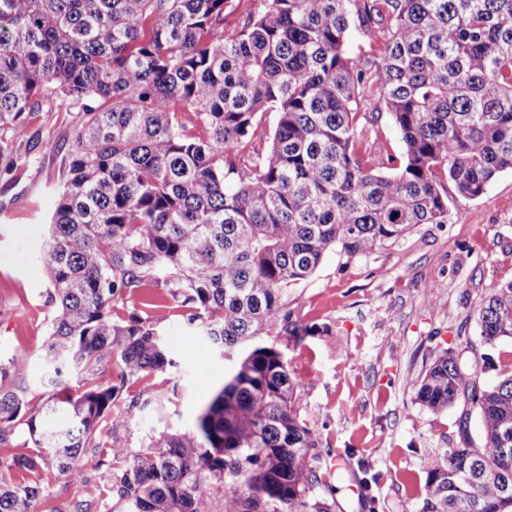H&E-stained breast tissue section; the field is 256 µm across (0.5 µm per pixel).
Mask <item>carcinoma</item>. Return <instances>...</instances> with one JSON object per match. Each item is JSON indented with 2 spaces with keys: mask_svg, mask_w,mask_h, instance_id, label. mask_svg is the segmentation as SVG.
<instances>
[{
  "mask_svg": "<svg viewBox=\"0 0 512 512\" xmlns=\"http://www.w3.org/2000/svg\"><path fill=\"white\" fill-rule=\"evenodd\" d=\"M228 3L0 0V163L18 166L40 113L79 109L39 259L53 310L39 408L12 383L25 354L0 362V512H37L42 476L78 481L104 447L131 512H336L288 362L260 337L317 330L284 294L333 248L446 224V183L477 199L512 172V0H264L232 30ZM355 32L380 57L350 55ZM384 113L399 160L369 145ZM135 288L240 358L192 427L133 452L114 404L173 366L164 321L112 317ZM477 328L485 346L512 340V280ZM489 367L444 348L411 380L432 415L463 404L421 512H512V372L485 387ZM20 426L32 454L15 452Z\"/></svg>",
  "mask_w": 512,
  "mask_h": 512,
  "instance_id": "carcinoma-1",
  "label": "carcinoma"
}]
</instances>
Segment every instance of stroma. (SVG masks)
<instances>
[{
  "instance_id": "35a3bbf8",
  "label": "stroma",
  "mask_w": 512,
  "mask_h": 512,
  "mask_svg": "<svg viewBox=\"0 0 512 512\" xmlns=\"http://www.w3.org/2000/svg\"><path fill=\"white\" fill-rule=\"evenodd\" d=\"M27 164L0 170V360L16 350L13 381L40 404L37 379L49 329L45 288L34 267L45 242L62 156L22 137ZM512 280V173L468 199L448 191V221L422 224L372 253L330 251L306 281L289 286L288 307L314 334L278 346L298 384L301 415L333 465L341 512H420L425 465L457 438L459 408L434 416L414 399L412 378L442 349L469 360L477 309ZM173 367L130 386L122 443L140 448L160 432L191 427L235 363L171 310L164 325ZM150 406L132 409L136 399ZM368 468L369 486L359 481ZM38 512H129L112 494L107 471L73 483L44 478Z\"/></svg>"
}]
</instances>
